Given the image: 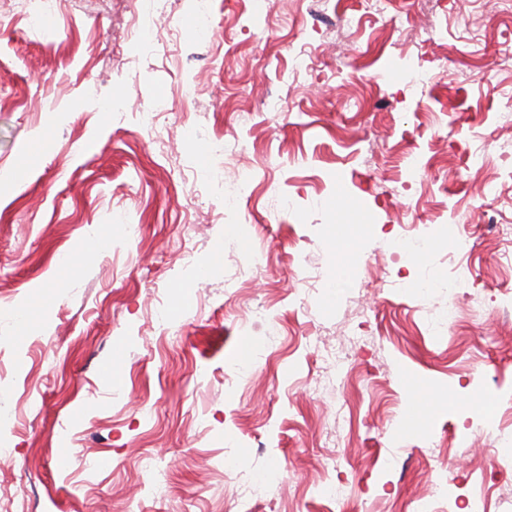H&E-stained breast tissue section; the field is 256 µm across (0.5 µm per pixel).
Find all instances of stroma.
<instances>
[{
	"label": "stroma",
	"mask_w": 512,
	"mask_h": 512,
	"mask_svg": "<svg viewBox=\"0 0 512 512\" xmlns=\"http://www.w3.org/2000/svg\"><path fill=\"white\" fill-rule=\"evenodd\" d=\"M497 224L512 0H0V512H512Z\"/></svg>",
	"instance_id": "stroma-1"
}]
</instances>
